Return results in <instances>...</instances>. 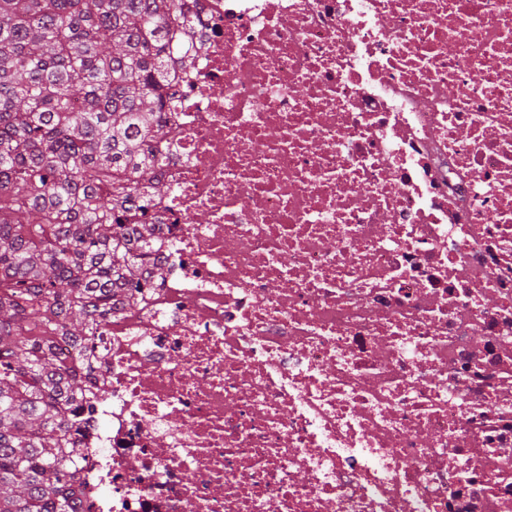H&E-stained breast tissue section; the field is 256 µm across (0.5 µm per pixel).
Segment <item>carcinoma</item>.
Segmentation results:
<instances>
[{
    "mask_svg": "<svg viewBox=\"0 0 512 512\" xmlns=\"http://www.w3.org/2000/svg\"><path fill=\"white\" fill-rule=\"evenodd\" d=\"M188 22L184 0H0V512L77 496L96 333L141 292L136 220L170 192L149 142Z\"/></svg>",
    "mask_w": 512,
    "mask_h": 512,
    "instance_id": "cac0c4a2",
    "label": "carcinoma"
}]
</instances>
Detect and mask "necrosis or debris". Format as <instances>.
Wrapping results in <instances>:
<instances>
[{
    "instance_id": "necrosis-or-debris-1",
    "label": "necrosis or debris",
    "mask_w": 512,
    "mask_h": 512,
    "mask_svg": "<svg viewBox=\"0 0 512 512\" xmlns=\"http://www.w3.org/2000/svg\"><path fill=\"white\" fill-rule=\"evenodd\" d=\"M193 11L73 512H512V0Z\"/></svg>"
}]
</instances>
